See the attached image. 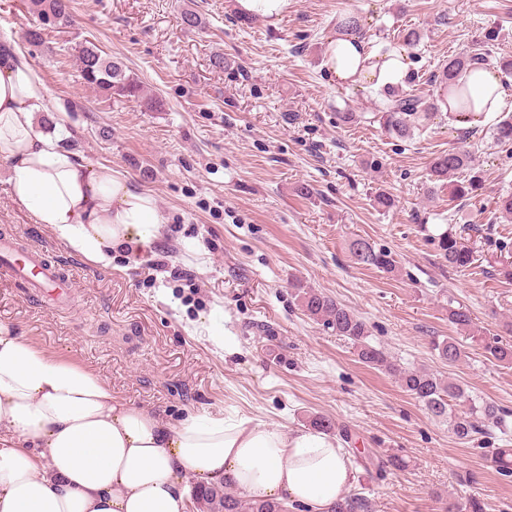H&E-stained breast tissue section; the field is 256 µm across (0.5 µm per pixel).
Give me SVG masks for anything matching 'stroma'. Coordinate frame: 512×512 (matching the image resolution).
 Segmentation results:
<instances>
[{
	"instance_id": "obj_1",
	"label": "stroma",
	"mask_w": 512,
	"mask_h": 512,
	"mask_svg": "<svg viewBox=\"0 0 512 512\" xmlns=\"http://www.w3.org/2000/svg\"><path fill=\"white\" fill-rule=\"evenodd\" d=\"M75 24L46 28L33 46L24 0H0V35L10 36L63 113L67 149L120 171L150 192L167 220L157 241L116 251L102 268L35 223L15 201L0 163V236L16 235L63 266L73 288L68 310L0 278V321L46 352L85 365L117 397L176 421L187 412L243 415L286 430L329 418L343 448L403 458L383 475L357 469L374 512H442L476 495L485 512H512V477L490 449L512 446V426L461 443L395 380L362 364L350 344L308 318L295 283L326 293L368 324L374 342L408 368L442 370L434 337L455 335L449 305L466 306L486 335L512 322V283L491 277L512 261V218L495 201L512 193V144L493 128L512 115V88L498 112L471 131L439 112L410 139L389 135L374 113L379 88L337 84L322 65L336 20L357 14L367 48L394 50L432 75L449 55L496 41L487 63L512 56V0H287L277 13L242 11L237 0H73ZM201 23L186 27L184 10ZM412 26L420 44L395 38ZM92 40L121 59L160 102L95 95L80 78L75 48ZM221 54L229 65L211 64ZM349 110L365 119L337 127ZM467 150L483 174L470 199L429 192L432 159ZM310 195H303L301 187ZM384 190L393 209L376 211ZM465 231L478 260L459 272L431 241ZM364 237L391 251L395 268L354 264L348 243ZM468 355L452 367L476 398L512 411V365Z\"/></svg>"
}]
</instances>
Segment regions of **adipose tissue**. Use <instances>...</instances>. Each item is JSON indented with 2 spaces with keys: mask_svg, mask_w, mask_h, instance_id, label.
<instances>
[{
  "mask_svg": "<svg viewBox=\"0 0 512 512\" xmlns=\"http://www.w3.org/2000/svg\"><path fill=\"white\" fill-rule=\"evenodd\" d=\"M325 64L338 83L385 87L405 69L390 51L361 66L353 38L330 39ZM468 130L498 111L499 72L483 67L469 81ZM47 89L35 70L0 50V160L12 197L36 223L88 262L110 267L116 249L160 238L156 199L108 166L89 165L38 123ZM335 439L239 417L158 411L113 396L97 373L40 349L0 322V512H191L189 481L231 485L262 502L332 512L354 479Z\"/></svg>",
  "mask_w": 512,
  "mask_h": 512,
  "instance_id": "1",
  "label": "adipose tissue"
}]
</instances>
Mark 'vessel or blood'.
<instances>
[{
	"mask_svg": "<svg viewBox=\"0 0 512 512\" xmlns=\"http://www.w3.org/2000/svg\"><path fill=\"white\" fill-rule=\"evenodd\" d=\"M0 273L37 293L66 286L61 266L46 260L40 248L6 239L0 240Z\"/></svg>",
	"mask_w": 512,
	"mask_h": 512,
	"instance_id": "obj_1",
	"label": "vessel or blood"
}]
</instances>
